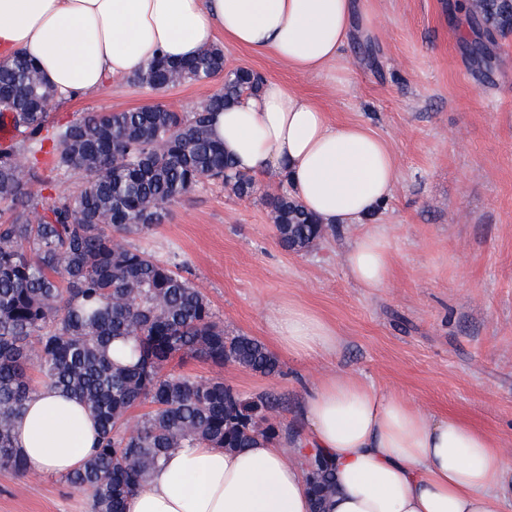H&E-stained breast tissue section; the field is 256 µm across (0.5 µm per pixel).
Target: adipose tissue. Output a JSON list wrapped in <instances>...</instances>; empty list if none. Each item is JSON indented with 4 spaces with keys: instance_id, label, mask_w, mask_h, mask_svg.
Listing matches in <instances>:
<instances>
[{
    "instance_id": "1",
    "label": "adipose tissue",
    "mask_w": 512,
    "mask_h": 512,
    "mask_svg": "<svg viewBox=\"0 0 512 512\" xmlns=\"http://www.w3.org/2000/svg\"><path fill=\"white\" fill-rule=\"evenodd\" d=\"M354 8L353 0H0V60L26 54L65 99L159 54L193 57L221 34L296 73L318 74L341 59ZM212 128L242 173L281 175L323 224L362 225L347 254L349 275L366 289L388 282L390 241L367 223L399 176L381 137L334 122L277 80L216 112ZM270 331L295 356L337 343L329 323L289 302ZM300 421L291 449L200 444L173 452L128 497L125 512H312L296 458L315 451L335 470L326 512H503L512 497V470L490 434L452 417L428 418L358 378L333 374L307 385ZM15 437L29 471L66 475L82 465L99 428L77 400L42 386Z\"/></svg>"
}]
</instances>
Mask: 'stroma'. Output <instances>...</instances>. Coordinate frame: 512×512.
<instances>
[{
  "label": "stroma",
  "instance_id": "stroma-1",
  "mask_svg": "<svg viewBox=\"0 0 512 512\" xmlns=\"http://www.w3.org/2000/svg\"><path fill=\"white\" fill-rule=\"evenodd\" d=\"M457 3L355 0L344 55L319 75L223 44L228 67L286 83L335 122L369 126L394 153L398 182L372 218L391 242L384 287L361 288L348 273L358 227L333 226L305 252L281 248L266 205L286 189L276 175L242 199L202 180L170 206L163 224L130 242L177 265L225 332L259 340L281 365L272 377L200 359L175 362V370L223 378L246 396L281 397L277 421L293 433L306 384L346 373L429 415L488 432L512 466V29L488 44L492 68H478L470 50L484 40L483 26ZM222 84L218 77L157 94L112 77L98 91L56 104L50 119L156 99L191 112ZM284 302L328 322L336 349L313 357L280 351L269 323ZM88 505L87 493L64 477L0 470V512H88Z\"/></svg>",
  "mask_w": 512,
  "mask_h": 512
}]
</instances>
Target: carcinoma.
<instances>
[{
	"label": "carcinoma",
	"instance_id": "1",
	"mask_svg": "<svg viewBox=\"0 0 512 512\" xmlns=\"http://www.w3.org/2000/svg\"><path fill=\"white\" fill-rule=\"evenodd\" d=\"M469 12L486 34L512 29V0H473ZM224 77L195 112L161 100L118 112H86L61 125L48 120L58 96L22 54L0 62V117L21 139L0 150V470L28 472L14 428L34 385L79 398L96 418L100 440L67 482L89 493V512H124L126 497L170 453L195 444L233 450L284 443L288 429L263 425L280 405L269 392L243 396L221 378L198 379L174 359L234 364L263 376L280 363L261 342L229 335L203 293L170 264L127 238L163 222L168 207L206 179L234 195L254 193L216 137L210 115L259 91L255 71L226 66L212 45L189 61L159 56L126 77L161 93L182 82ZM30 160L24 167L17 160ZM78 175V194L43 203L32 185L53 188ZM278 243L301 252L327 228L288 192L268 197ZM150 404L133 430L127 416ZM305 465L314 512L331 488L321 454Z\"/></svg>",
	"mask_w": 512,
	"mask_h": 512
}]
</instances>
